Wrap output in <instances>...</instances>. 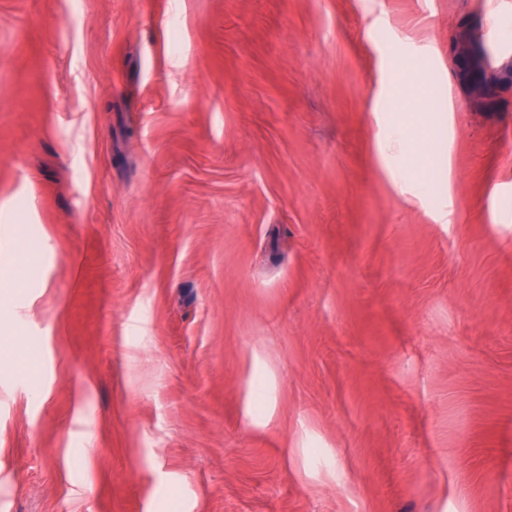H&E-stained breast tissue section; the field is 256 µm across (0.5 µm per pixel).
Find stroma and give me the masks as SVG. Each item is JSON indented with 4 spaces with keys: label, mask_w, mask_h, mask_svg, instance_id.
<instances>
[{
    "label": "stroma",
    "mask_w": 512,
    "mask_h": 512,
    "mask_svg": "<svg viewBox=\"0 0 512 512\" xmlns=\"http://www.w3.org/2000/svg\"><path fill=\"white\" fill-rule=\"evenodd\" d=\"M512 0H0V512H512ZM437 178L380 150L406 64ZM473 43L466 32L459 33L454 40L455 56L460 63L472 100L480 102L479 104L475 103L478 107H483L492 85L484 79L476 80L471 77L473 72L482 70L481 56L476 52Z\"/></svg>",
    "instance_id": "obj_1"
}]
</instances>
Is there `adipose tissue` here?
<instances>
[{"instance_id":"ef3b65f1","label":"adipose tissue","mask_w":512,"mask_h":512,"mask_svg":"<svg viewBox=\"0 0 512 512\" xmlns=\"http://www.w3.org/2000/svg\"><path fill=\"white\" fill-rule=\"evenodd\" d=\"M434 86L420 67L405 69L396 92L397 117L393 133L385 149L400 146L406 149L417 169H424L435 144L432 118L425 104L432 97Z\"/></svg>"}]
</instances>
